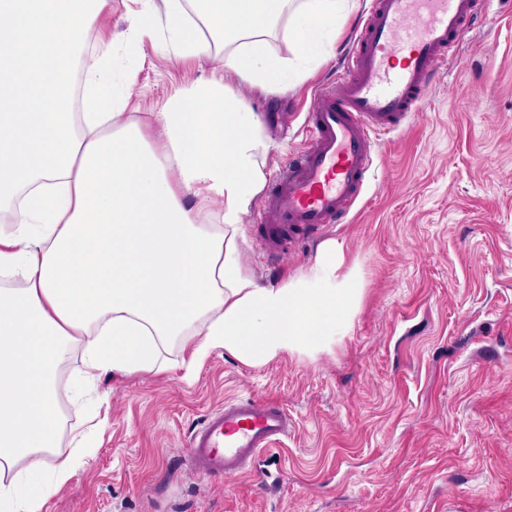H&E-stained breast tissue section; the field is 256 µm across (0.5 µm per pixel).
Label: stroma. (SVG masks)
Masks as SVG:
<instances>
[{
	"instance_id": "1",
	"label": "stroma",
	"mask_w": 512,
	"mask_h": 512,
	"mask_svg": "<svg viewBox=\"0 0 512 512\" xmlns=\"http://www.w3.org/2000/svg\"><path fill=\"white\" fill-rule=\"evenodd\" d=\"M370 0H349L326 61H299L287 92L242 94L258 119L266 175L304 146L318 89ZM152 0H112L113 67L128 112H154L219 59L183 65L135 18ZM372 176L349 216L268 255L253 213L242 260L263 284L305 273L342 243L363 284L353 328L312 356L259 366L215 349L181 370L102 376L98 405L72 392L81 352L56 377L58 452L97 426L92 449L42 512H512V0H493L441 66L418 112L375 136ZM282 405L288 436L249 474L200 478L191 432L231 398Z\"/></svg>"
}]
</instances>
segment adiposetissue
Here are the masks:
<instances>
[{
    "label": "adipose tissue",
    "mask_w": 512,
    "mask_h": 512,
    "mask_svg": "<svg viewBox=\"0 0 512 512\" xmlns=\"http://www.w3.org/2000/svg\"><path fill=\"white\" fill-rule=\"evenodd\" d=\"M344 0H161L182 61L216 51L222 70L178 90L148 125L124 119L110 83L112 0H0V205L23 201L0 231V512H42L74 471L56 453L54 380L68 345L82 350L79 389L102 373L159 369L179 338L195 371L214 349L263 364L313 354L348 335L362 288L342 244L311 268L259 284L235 235L265 184L257 119L226 80L278 87L291 58L268 36L287 19L297 55L327 50ZM84 57L73 111L74 43Z\"/></svg>",
    "instance_id": "1"
}]
</instances>
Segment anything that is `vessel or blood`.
Returning <instances> with one entry per match:
<instances>
[{
  "label": "vessel or blood",
  "instance_id": "obj_1",
  "mask_svg": "<svg viewBox=\"0 0 512 512\" xmlns=\"http://www.w3.org/2000/svg\"><path fill=\"white\" fill-rule=\"evenodd\" d=\"M491 3L372 0L345 58V77L319 90L306 122L307 147L278 169L255 216L265 227L269 249L348 215L370 174L374 133L397 130L411 119L469 23ZM290 428L280 405L231 400L192 432L188 460L206 477L240 473Z\"/></svg>",
  "mask_w": 512,
  "mask_h": 512
}]
</instances>
